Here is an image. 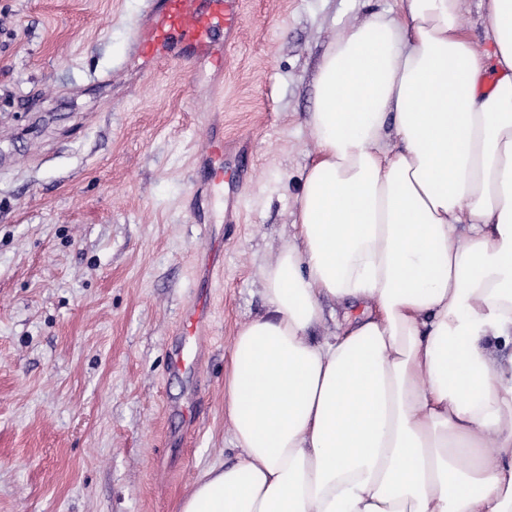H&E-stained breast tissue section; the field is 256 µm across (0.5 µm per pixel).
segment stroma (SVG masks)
I'll return each instance as SVG.
<instances>
[{"label": "stroma", "instance_id": "1", "mask_svg": "<svg viewBox=\"0 0 512 512\" xmlns=\"http://www.w3.org/2000/svg\"><path fill=\"white\" fill-rule=\"evenodd\" d=\"M396 0H245L223 68H142L143 0H0V512H178L239 454L224 378L266 311L258 267L288 239L313 155L305 123L325 49ZM224 95L214 110L210 91ZM248 136L252 173L202 277L192 153ZM211 304L199 409L167 355L184 309Z\"/></svg>", "mask_w": 512, "mask_h": 512}]
</instances>
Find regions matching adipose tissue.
<instances>
[{"label":"adipose tissue","instance_id":"adipose-tissue-1","mask_svg":"<svg viewBox=\"0 0 512 512\" xmlns=\"http://www.w3.org/2000/svg\"><path fill=\"white\" fill-rule=\"evenodd\" d=\"M401 2L319 66L292 233L232 344L241 454L179 512H512V0H482L484 50L464 0ZM460 20L475 45L482 49L489 45L486 37L487 21L479 0L466 1Z\"/></svg>","mask_w":512,"mask_h":512}]
</instances>
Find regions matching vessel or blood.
<instances>
[{"label":"vessel or blood","instance_id":"b4317fda","mask_svg":"<svg viewBox=\"0 0 512 512\" xmlns=\"http://www.w3.org/2000/svg\"><path fill=\"white\" fill-rule=\"evenodd\" d=\"M244 0H147L145 13L133 28L134 51L145 66L174 63L200 78L207 66H223L236 43L243 22ZM246 138L226 140L211 135L196 149L197 169L207 184L210 199L222 201L225 225L235 224L237 187L248 174ZM234 181L225 184V172ZM224 240L208 233L201 254L208 272H220ZM209 316L204 304L188 308L169 349L171 373L193 376L201 371L202 346L209 333Z\"/></svg>","mask_w":512,"mask_h":512}]
</instances>
